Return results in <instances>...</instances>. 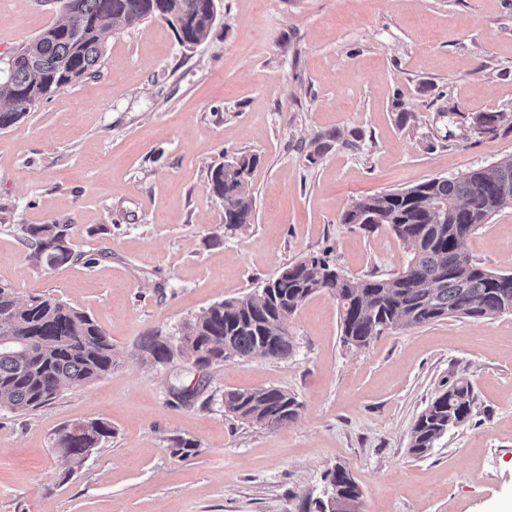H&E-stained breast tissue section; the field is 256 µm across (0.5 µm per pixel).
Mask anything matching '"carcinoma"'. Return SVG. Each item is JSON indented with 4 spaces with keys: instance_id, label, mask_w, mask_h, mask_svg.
Returning a JSON list of instances; mask_svg holds the SVG:
<instances>
[{
    "instance_id": "cac0c4a2",
    "label": "carcinoma",
    "mask_w": 512,
    "mask_h": 512,
    "mask_svg": "<svg viewBox=\"0 0 512 512\" xmlns=\"http://www.w3.org/2000/svg\"><path fill=\"white\" fill-rule=\"evenodd\" d=\"M215 0H63L64 21L44 30L16 54L14 69L0 82V129L18 122L31 105L99 73L102 34L148 19H164L185 46L204 42L217 17ZM501 112H478L471 128L496 133ZM258 157L241 154L211 168L209 192L224 205V226L252 223L250 176ZM512 208V158L465 174L430 179L401 190L361 198L345 210L341 224L373 230L385 226L408 250L403 271L354 280L319 257L285 267L263 288L203 309L181 328L178 343L145 336L139 348L154 364L185 355L198 366L260 353L283 359L293 351L288 319L312 295L336 299L343 342L358 348L379 336L448 317L493 319L512 313V273L474 263L464 241L498 212ZM33 254L48 267L79 260L57 224L28 229ZM112 341L89 314L50 295L19 298L0 284V409L28 413L42 409L74 383H92L112 373ZM475 394L464 376H448L415 420L409 452L424 456L448 431L470 420ZM295 396L277 387L224 393V411L267 429L287 426L299 415ZM112 436L94 420L64 428L57 448L65 475L82 465L85 451ZM337 495L357 501L361 491L340 468L331 473Z\"/></svg>"
}]
</instances>
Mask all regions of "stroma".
<instances>
[{
    "instance_id": "35a3bbf8",
    "label": "stroma",
    "mask_w": 512,
    "mask_h": 512,
    "mask_svg": "<svg viewBox=\"0 0 512 512\" xmlns=\"http://www.w3.org/2000/svg\"><path fill=\"white\" fill-rule=\"evenodd\" d=\"M64 17L61 0H0V72ZM97 77L0 129V283L87 312L115 366L27 414L0 409V512H295L345 467L363 512H501L512 502V313L451 317L345 345L337 303L311 296L288 320L293 353L209 368L155 365L142 337L178 336L213 303L325 258L355 279L400 272L386 228L339 217L368 195L512 158V0H220L206 41L147 20L104 32ZM415 123L400 125L399 110ZM338 141L321 148L325 133ZM257 155L254 220L224 226L211 167ZM31 224H63L97 262L50 268ZM481 267L512 272V209L470 235ZM477 413L416 457L413 423L450 374ZM194 390L176 397L170 384ZM282 388L301 403L267 430L224 411L235 389ZM100 420L111 438L63 478L57 433ZM192 441L188 456L175 439ZM471 128L477 133H496L506 120L501 112H478L472 117Z\"/></svg>"
}]
</instances>
